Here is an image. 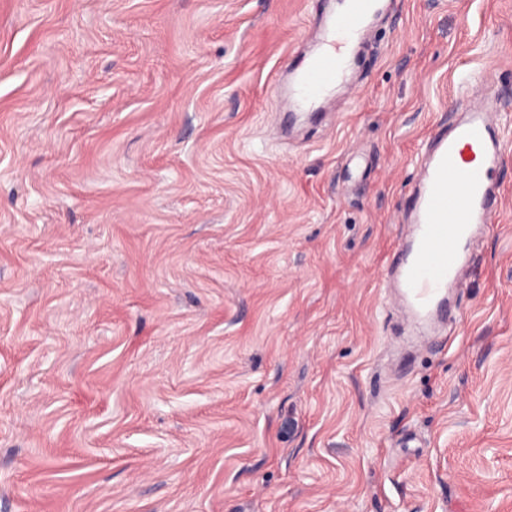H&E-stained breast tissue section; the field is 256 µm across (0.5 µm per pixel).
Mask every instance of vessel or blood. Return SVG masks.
Wrapping results in <instances>:
<instances>
[{
	"label": "vessel or blood",
	"instance_id": "obj_1",
	"mask_svg": "<svg viewBox=\"0 0 512 512\" xmlns=\"http://www.w3.org/2000/svg\"><path fill=\"white\" fill-rule=\"evenodd\" d=\"M382 0H341L329 16L330 48L302 56L291 70V113L318 118L343 81L346 56L361 41ZM504 114L497 106L463 97L448 122L435 129L416 161L405 195L407 232L389 264L384 286L409 326L426 335L447 331L458 314L454 295L477 261V244L496 227L503 165Z\"/></svg>",
	"mask_w": 512,
	"mask_h": 512
}]
</instances>
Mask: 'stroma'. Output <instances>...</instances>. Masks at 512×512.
Wrapping results in <instances>:
<instances>
[{"label":"stroma","instance_id":"35a3bbf8","mask_svg":"<svg viewBox=\"0 0 512 512\" xmlns=\"http://www.w3.org/2000/svg\"><path fill=\"white\" fill-rule=\"evenodd\" d=\"M336 0H0V512H512V129L445 350L381 291L512 0H393L324 110ZM382 0H342V8L335 14L329 13L324 36L334 33L336 39L326 41L332 49L325 47L321 52L302 56L293 63L292 77L288 86L291 112H280V122L288 129L291 116L306 113L316 119L323 104L343 81L346 72V56L360 43L368 20L382 11Z\"/></svg>","mask_w":512,"mask_h":512}]
</instances>
